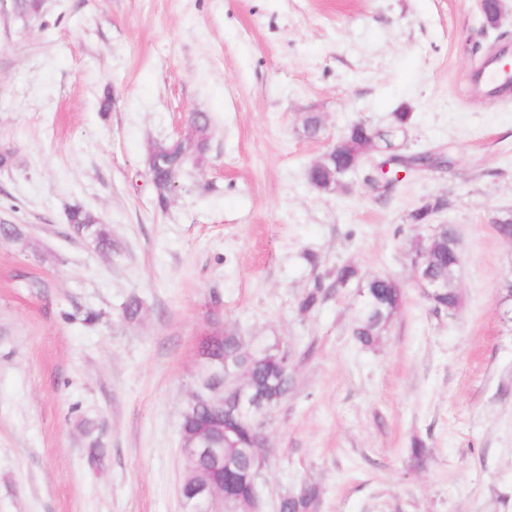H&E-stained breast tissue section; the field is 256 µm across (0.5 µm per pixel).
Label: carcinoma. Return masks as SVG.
<instances>
[{
	"label": "carcinoma",
	"instance_id": "obj_1",
	"mask_svg": "<svg viewBox=\"0 0 512 512\" xmlns=\"http://www.w3.org/2000/svg\"><path fill=\"white\" fill-rule=\"evenodd\" d=\"M195 131L189 140H169L154 144L162 151L164 161L150 169V181L159 208L168 206L176 189L179 177L189 158L204 160L210 148V119L203 112L194 118ZM409 123L405 112H397L394 123L381 128L359 122L348 127L340 136L345 147L336 151V156L320 164L309 167L307 177L310 185L321 191H332L340 186L345 176L356 170L362 159L355 158L354 151L367 135L375 136L378 152L387 156V161L403 164L419 161L422 155L403 158L391 153L394 140L404 132ZM67 223L79 237L92 239L102 250L112 248V237L108 225L90 210L81 205H73L67 212ZM428 249V273L439 280L448 281V287L440 289L430 304L436 311L452 312L459 305V295L454 285V274L460 256L455 246V238L446 227H440L427 237H418L412 242L411 250ZM336 278L349 284L364 287V294L355 304L352 318V336L363 348L375 347L387 326L398 315L403 304V293L399 285L390 277L365 276L354 265H344L336 270ZM323 284L316 280L299 299L301 312L314 310L322 300ZM272 341L248 342L234 332L227 331L224 339L199 345V355L206 361L221 368L225 365L245 374L251 389L265 397L264 406L271 409L288 397L290 378L282 356L269 350ZM229 424L239 433L237 448L225 449L231 460L224 468V492L230 494L238 505V512H249L253 506L252 469L249 453L255 450L257 442L248 416L236 414L227 416ZM318 490L313 485H305L298 491L279 500V512H311Z\"/></svg>",
	"mask_w": 512,
	"mask_h": 512
}]
</instances>
